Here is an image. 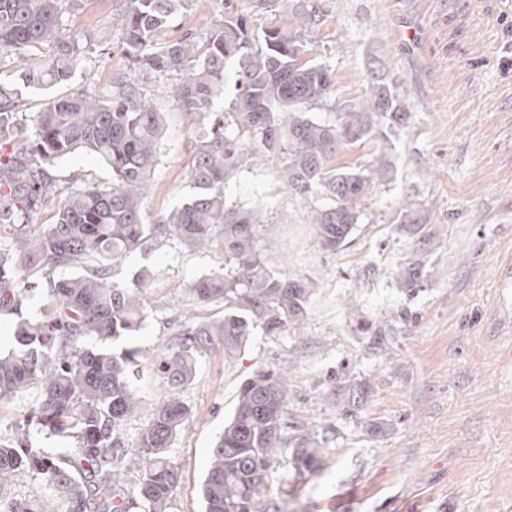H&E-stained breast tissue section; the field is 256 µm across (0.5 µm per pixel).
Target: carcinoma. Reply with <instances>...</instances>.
Wrapping results in <instances>:
<instances>
[{
	"label": "carcinoma",
	"instance_id": "carcinoma-1",
	"mask_svg": "<svg viewBox=\"0 0 512 512\" xmlns=\"http://www.w3.org/2000/svg\"><path fill=\"white\" fill-rule=\"evenodd\" d=\"M78 2L0 0V62L20 66L18 81L0 83V224L28 221L59 190L48 167L63 156L85 152L112 170L107 185L65 190L54 222L33 247L0 248V309L7 312L22 305L20 283L35 273L82 267L74 277L47 281L42 313L18 323L14 348L0 356V399L38 391L27 420L0 433V487L28 471L51 490L36 501L0 499V512H170L178 473L168 453L191 410L175 396L163 399L136 446L126 447L123 427L140 412L131 381L138 350L87 343L115 342L140 329L149 280L139 275L115 283L111 269L170 240L191 248L222 244L224 273L193 281L186 293L195 309L224 305V317L193 316L181 324L157 363L172 390L193 380L196 355L218 337L231 360L256 329L287 334L306 321L316 284L270 269L261 240L271 225L260 209L230 202L226 184L254 159L280 154V180L292 193L323 194L311 224L318 246L335 253L345 247L381 172L333 163L342 148L369 138L374 119L400 120V107L389 88L378 86L363 104L334 112L332 121L310 115L333 85L330 69L304 58L303 36L320 25L314 9L296 14L292 33L257 32L247 18L224 12V0H212L209 34L188 30L172 42L159 36L194 0H125L123 51L145 73L178 77L173 102L191 153V193L146 224L143 200L166 119L143 88L121 84L115 91L56 96L37 112L22 111V90L64 84L87 66L94 37L67 35L63 21V7ZM46 46L54 47L53 57L33 65ZM230 67L238 94L229 111L215 112ZM288 388L278 367L243 381L233 415L210 449L201 488L205 512H269L264 500L285 456L295 479L324 468L331 454L326 438L304 427L285 433ZM32 427L58 433L61 448L34 446ZM132 461L141 470L133 486L125 482Z\"/></svg>",
	"mask_w": 512,
	"mask_h": 512
}]
</instances>
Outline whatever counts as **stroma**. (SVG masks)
<instances>
[{
	"label": "stroma",
	"instance_id": "stroma-1",
	"mask_svg": "<svg viewBox=\"0 0 512 512\" xmlns=\"http://www.w3.org/2000/svg\"><path fill=\"white\" fill-rule=\"evenodd\" d=\"M125 0H81L65 17L70 34L98 41L88 71L27 94L36 111L51 95L144 81L167 112L159 162L143 207L145 223L189 193V143L165 80L143 79L126 59L119 21ZM322 22L304 40L308 56L332 72L330 97L312 114L385 85L401 93V122H376L369 140L343 150L340 167L388 165L375 180L359 223L337 253L322 251L309 222L314 195L292 194L268 154L226 187L229 201L258 207L273 230L262 240L275 271L311 279L316 290L303 328L255 332L233 360L214 343L197 357L181 393L192 411L170 458L179 471L172 512H204L201 484L209 450L232 416L241 383L263 366L288 365L287 422L328 438L329 462L302 489L281 480L268 501L280 512H512V312L502 283L512 276V0H226L253 28L293 29L301 8ZM50 173L59 186L28 223L0 228V246L41 233L64 190L108 183L111 169L73 153ZM415 275L405 294L398 270ZM224 270L221 247L195 251L170 241L126 257L113 279L147 273L145 320L121 339L138 350L141 415L124 429L127 445L167 392L154 370L180 332L186 287ZM357 306L374 333L347 314Z\"/></svg>",
	"mask_w": 512,
	"mask_h": 512
}]
</instances>
